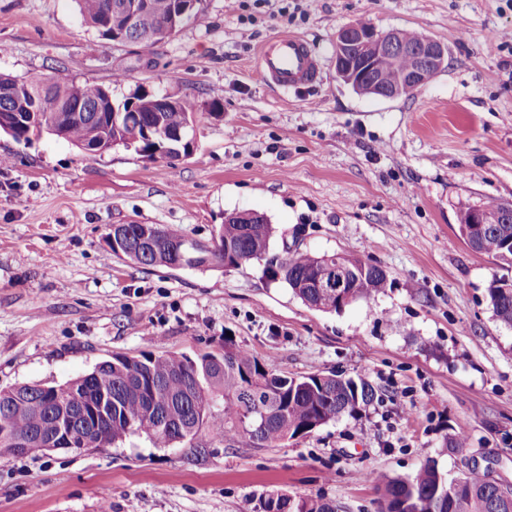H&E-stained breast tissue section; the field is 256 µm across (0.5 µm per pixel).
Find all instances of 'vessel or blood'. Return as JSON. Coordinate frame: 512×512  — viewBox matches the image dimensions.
<instances>
[{"instance_id": "1", "label": "vessel or blood", "mask_w": 512, "mask_h": 512, "mask_svg": "<svg viewBox=\"0 0 512 512\" xmlns=\"http://www.w3.org/2000/svg\"><path fill=\"white\" fill-rule=\"evenodd\" d=\"M258 78L280 90L315 83L319 67L305 38L278 35L261 48L255 68Z\"/></svg>"}]
</instances>
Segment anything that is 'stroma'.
<instances>
[{
    "instance_id": "35a3bbf8",
    "label": "stroma",
    "mask_w": 512,
    "mask_h": 512,
    "mask_svg": "<svg viewBox=\"0 0 512 512\" xmlns=\"http://www.w3.org/2000/svg\"><path fill=\"white\" fill-rule=\"evenodd\" d=\"M203 19L144 50L98 38L75 0H0V74H49L183 97L193 147L176 166L118 146L0 132V389L60 385L115 354L189 356L225 336L287 376L335 372L376 391L358 414L271 448L139 434L84 452L0 457V512H261L268 494L378 512L368 474L428 459L512 483V328L486 288L498 265L460 235V206L512 204V0H201ZM366 22L441 42L445 67L412 94H357L336 34ZM304 37L320 83L281 92L254 75L271 37ZM96 51H89V44ZM125 74L114 83V74ZM264 214L271 253H338L387 286L311 309L261 263L163 269L113 257L112 225L207 242L226 215ZM468 451H444L459 428Z\"/></svg>"
}]
</instances>
